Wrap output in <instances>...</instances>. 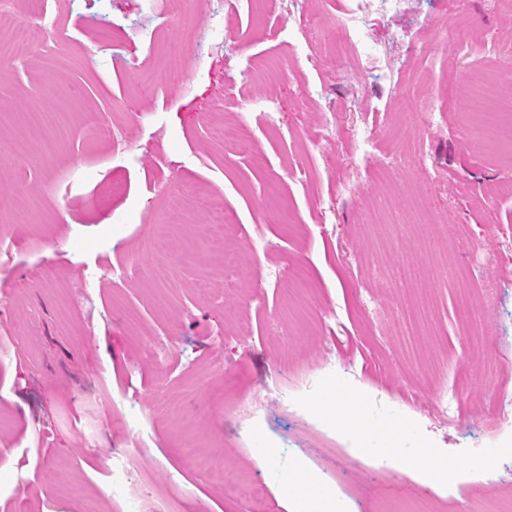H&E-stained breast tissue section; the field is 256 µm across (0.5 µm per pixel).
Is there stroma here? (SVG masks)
<instances>
[{"label": "stroma", "instance_id": "35a3bbf8", "mask_svg": "<svg viewBox=\"0 0 512 512\" xmlns=\"http://www.w3.org/2000/svg\"><path fill=\"white\" fill-rule=\"evenodd\" d=\"M448 2L414 0L363 37L389 50L425 38ZM343 3L290 15L280 0H46L72 43L15 47L0 70L16 115L67 111L60 135L0 122V512H125L136 496L153 512H249L187 465L189 443L240 471L265 512H329L333 499L342 512H496L512 494V423L496 420L512 394V149L469 139L433 95L463 78L512 99L498 50L512 10L465 0L469 24L433 65L338 72L327 32L328 59L308 63L312 18ZM171 38L191 44L180 73ZM406 87L412 110L393 111ZM90 109L118 142L80 135ZM221 124L257 155L215 141ZM193 185L235 223L179 211ZM45 262L57 280L36 279ZM104 264L167 277L102 280ZM443 394L456 408L445 421L430 411ZM408 448L452 468L425 479ZM128 451L136 469L113 487Z\"/></svg>", "mask_w": 512, "mask_h": 512}]
</instances>
